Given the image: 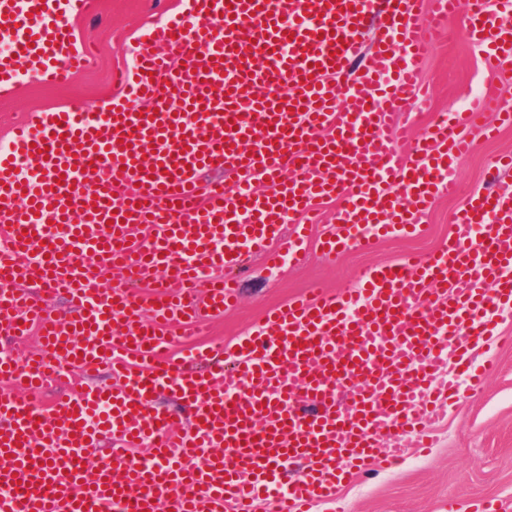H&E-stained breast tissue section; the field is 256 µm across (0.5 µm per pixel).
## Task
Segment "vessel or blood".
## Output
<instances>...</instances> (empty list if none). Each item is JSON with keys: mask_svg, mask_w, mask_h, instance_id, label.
Listing matches in <instances>:
<instances>
[{"mask_svg": "<svg viewBox=\"0 0 512 512\" xmlns=\"http://www.w3.org/2000/svg\"><path fill=\"white\" fill-rule=\"evenodd\" d=\"M462 2L470 40L511 80L512 0H193L148 34L100 110L14 127L0 152V334L39 324L41 350L0 358V512H311L378 458L426 447V423L460 389L480 390L490 317L512 311V190L472 195L438 252L271 310L231 355L170 359L160 333L222 314L255 260L303 261L317 202L337 204L329 256L422 232L474 135L512 126L483 98L436 114L406 158L395 153V109L422 93L420 65ZM98 8L0 0V38L17 44L0 57V99L21 72L56 85L90 68L70 22ZM102 268L123 286L99 290ZM61 291L64 318L42 302ZM105 363L109 388L92 382ZM74 369L79 390L43 407L46 379ZM107 437L114 449L99 455ZM146 441L148 457L128 456Z\"/></svg>", "mask_w": 512, "mask_h": 512, "instance_id": "vessel-or-blood-1", "label": "vessel or blood"}]
</instances>
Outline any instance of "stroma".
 Masks as SVG:
<instances>
[{
  "mask_svg": "<svg viewBox=\"0 0 512 512\" xmlns=\"http://www.w3.org/2000/svg\"><path fill=\"white\" fill-rule=\"evenodd\" d=\"M190 6L191 0H100L96 14L72 22L78 41L94 52V68L55 86L26 76L16 97L0 99V141L8 139L11 126L22 118L65 105L87 108L108 101L114 93L113 68L129 65L140 37L156 26L159 16ZM420 77L427 97L405 106L414 138L425 132L431 113L461 112L488 94L512 107V86L486 67L467 36L462 9L449 18L446 36L430 48ZM508 155L512 128L502 129L496 139L477 140L473 151L453 165L456 194L438 197L426 212L423 235L365 241L338 259L324 257L318 247L320 236L336 223L335 202L320 203L322 222L304 243L305 263L276 270L254 265L240 279L237 305L210 317L205 333L195 337L175 325L164 328V335L173 339L172 352L195 339L231 347L266 310L301 292L350 288L362 268L429 255L447 242L453 215L473 193L489 186L494 163ZM489 359L493 368L483 391L461 392L446 417L430 424L432 448L409 452L392 466L376 463L343 486L337 502L317 503L313 512H471L475 507L512 512V343L493 348Z\"/></svg>",
  "mask_w": 512,
  "mask_h": 512,
  "instance_id": "obj_1",
  "label": "stroma"
}]
</instances>
